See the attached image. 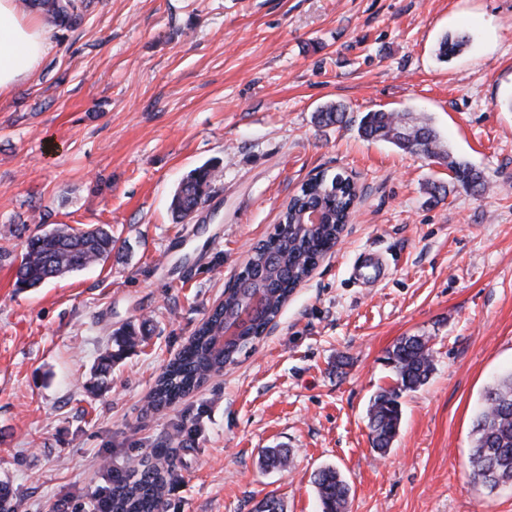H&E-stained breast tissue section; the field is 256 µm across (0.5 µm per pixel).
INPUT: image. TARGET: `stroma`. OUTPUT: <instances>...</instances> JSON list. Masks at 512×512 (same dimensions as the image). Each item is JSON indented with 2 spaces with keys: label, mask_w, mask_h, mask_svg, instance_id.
<instances>
[{
  "label": "stroma",
  "mask_w": 512,
  "mask_h": 512,
  "mask_svg": "<svg viewBox=\"0 0 512 512\" xmlns=\"http://www.w3.org/2000/svg\"><path fill=\"white\" fill-rule=\"evenodd\" d=\"M465 50L439 62L441 35ZM37 73L0 100V247L39 226L106 224L103 265L37 288L0 261V483L17 512H91L112 472L175 461L166 512H320L312 476L336 467L348 512H512V486L471 477L472 421L512 371V0H94L51 26ZM346 110L323 126L326 104ZM413 113L486 180L444 196L446 165L360 137L366 113ZM218 177L190 221L172 197L196 167ZM352 174L338 245L265 336L223 374L151 411L155 380L273 233L302 182ZM377 253L372 282L354 264ZM143 342L96 368L113 331ZM430 339L434 371L403 393L390 451L368 410L387 352ZM285 448L284 469L264 449Z\"/></svg>",
  "instance_id": "1"
}]
</instances>
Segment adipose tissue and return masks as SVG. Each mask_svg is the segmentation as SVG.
I'll use <instances>...</instances> for the list:
<instances>
[{
    "label": "adipose tissue",
    "mask_w": 512,
    "mask_h": 512,
    "mask_svg": "<svg viewBox=\"0 0 512 512\" xmlns=\"http://www.w3.org/2000/svg\"><path fill=\"white\" fill-rule=\"evenodd\" d=\"M50 26L20 0H0V98L9 97L39 68L50 48Z\"/></svg>",
    "instance_id": "1"
}]
</instances>
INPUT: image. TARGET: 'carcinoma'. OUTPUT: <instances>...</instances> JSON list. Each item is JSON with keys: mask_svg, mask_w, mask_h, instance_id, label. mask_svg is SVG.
Listing matches in <instances>:
<instances>
[{"mask_svg": "<svg viewBox=\"0 0 512 512\" xmlns=\"http://www.w3.org/2000/svg\"><path fill=\"white\" fill-rule=\"evenodd\" d=\"M60 27L75 29L84 20L86 0H25ZM468 44L462 32L447 33L437 44L436 56L446 61L459 54ZM345 110L330 105L317 112V122L324 125L343 122ZM358 130L367 140L388 141L410 154L428 159H442L437 131L428 123L418 122L407 113L374 111L360 120ZM216 165L205 163L192 170L181 182L171 203L177 222L193 216L208 201ZM453 182L479 191L485 186L481 172L467 162L448 159ZM359 198L356 181L350 175L321 172L303 183L286 204L275 232L252 251L234 284L224 289L222 299L201 323L194 335L159 375L149 396L155 410L169 407L207 381L209 376L233 364L237 356L254 344L275 319L288 297L312 272L321 257L335 246L338 235ZM321 209L326 222L310 228L299 227L306 210ZM288 225L283 230L281 225ZM120 251L112 233L104 227L88 229L57 228L29 236L16 271L15 286L37 288L51 279L106 262ZM253 280L264 283V303L250 317V327L238 343L224 349L217 346L224 335L226 317L238 306L239 287ZM142 342L141 332L128 325L113 333L117 350L101 359L100 371L112 360ZM393 370V385L381 390L369 410L372 448L384 454L398 433L401 422L403 392L424 385L433 366L429 339L404 336L388 351ZM474 445L471 464L474 481L495 488L512 484V373L487 388L472 429ZM262 465L281 469L288 466V449L267 448ZM172 464L164 457L133 478L112 481L111 512H163ZM312 483L321 512H346L350 485L333 466L319 469Z\"/></svg>", "mask_w": 512, "mask_h": 512, "instance_id": "obj_1", "label": "carcinoma"}]
</instances>
